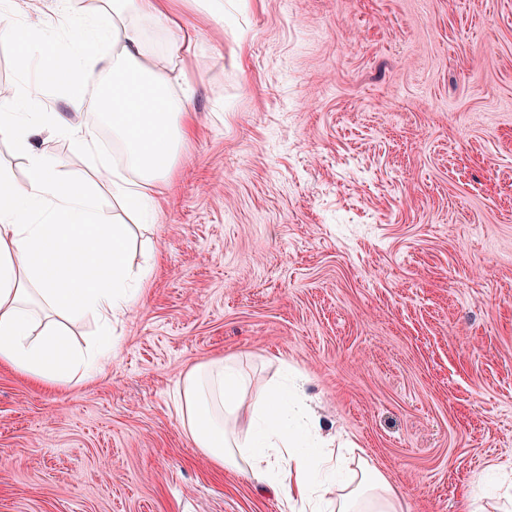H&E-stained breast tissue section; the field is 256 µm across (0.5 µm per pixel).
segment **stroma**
I'll return each mask as SVG.
<instances>
[{"label":"stroma","mask_w":512,"mask_h":512,"mask_svg":"<svg viewBox=\"0 0 512 512\" xmlns=\"http://www.w3.org/2000/svg\"><path fill=\"white\" fill-rule=\"evenodd\" d=\"M146 30L199 126L127 259L153 268L117 353L49 386L0 364V512H289L183 431L186 371H301L411 512H507L512 476V0H170ZM104 82L42 85L94 127ZM84 97L81 109L73 93Z\"/></svg>","instance_id":"stroma-1"}]
</instances>
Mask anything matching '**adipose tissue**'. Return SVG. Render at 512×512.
Segmentation results:
<instances>
[{
    "instance_id": "ef3b65f1",
    "label": "adipose tissue",
    "mask_w": 512,
    "mask_h": 512,
    "mask_svg": "<svg viewBox=\"0 0 512 512\" xmlns=\"http://www.w3.org/2000/svg\"><path fill=\"white\" fill-rule=\"evenodd\" d=\"M165 0H112V10L69 22L67 50L37 26H19L0 5V35L14 40L22 77L0 98V139L25 161V185L0 172V364L39 382L64 385L100 369L108 350L85 356L68 340L69 323L94 316L103 325L124 316L151 277L132 268V230L111 219L89 184L70 178L58 157L34 146L49 130L68 137L112 197L144 223L160 215L155 185L171 172L181 142L193 130L186 98L173 96L168 77L150 65L146 29L169 23ZM112 82L97 108L112 122L122 149L119 170L96 161L93 129L43 112L31 84L68 85L101 77ZM178 419L216 466L250 476L287 502L290 512H410L399 487L369 459L346 470L345 455L323 436L301 387L252 386L235 358L190 368L175 395Z\"/></svg>"
}]
</instances>
